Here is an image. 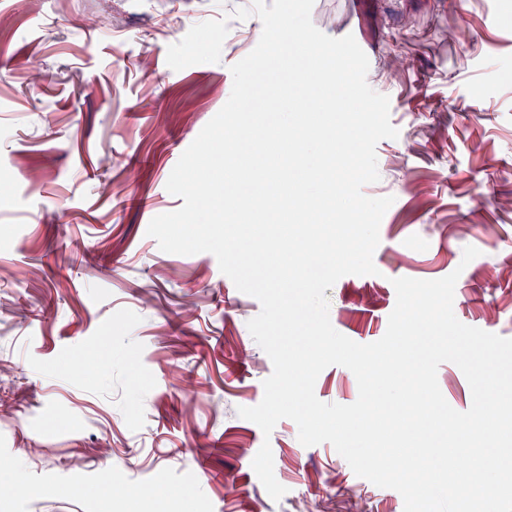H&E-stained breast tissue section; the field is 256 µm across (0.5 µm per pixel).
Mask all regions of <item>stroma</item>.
Masks as SVG:
<instances>
[{"instance_id": "35a3bbf8", "label": "stroma", "mask_w": 512, "mask_h": 512, "mask_svg": "<svg viewBox=\"0 0 512 512\" xmlns=\"http://www.w3.org/2000/svg\"><path fill=\"white\" fill-rule=\"evenodd\" d=\"M250 3L0 0V458L16 484L0 512H127L122 485L137 512H159L157 485L188 512H404L331 444L303 446L292 420L266 436L238 416L273 370L247 327L259 301L214 255L146 234L182 206L169 175L256 45L258 18L232 19ZM311 18L374 45L367 82L399 131L363 188L394 199L377 272L327 290L333 327L377 341L393 279L456 270L457 319L512 338V0H315ZM467 246L480 254L465 265ZM76 358L95 373L72 378ZM315 394L349 405L358 388L333 365ZM266 442L277 501L251 466Z\"/></svg>"}]
</instances>
